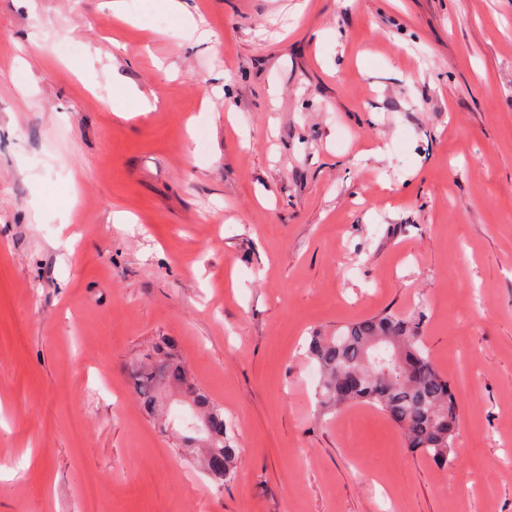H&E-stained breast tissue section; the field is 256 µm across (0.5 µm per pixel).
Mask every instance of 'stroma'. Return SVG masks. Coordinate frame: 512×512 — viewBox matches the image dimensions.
Returning <instances> with one entry per match:
<instances>
[{
    "label": "stroma",
    "instance_id": "stroma-1",
    "mask_svg": "<svg viewBox=\"0 0 512 512\" xmlns=\"http://www.w3.org/2000/svg\"><path fill=\"white\" fill-rule=\"evenodd\" d=\"M192 5L211 38L0 0V512H512V0ZM384 312L455 386L448 468L316 405L309 336ZM158 336L226 485L133 389ZM110 105L112 111L120 116H124L125 112H128L130 108L142 112L150 109L149 101L139 97L132 87L122 88L117 99L112 101ZM133 387L144 407L152 413L158 411L162 388L175 390L177 402L189 409L200 426L202 437L185 435L182 441L202 440L207 448L205 469L215 480L230 482L240 456V448L233 436L228 435L224 421V408L214 403L204 392L196 388L184 366L174 354V344L161 337L149 346L131 365Z\"/></svg>",
    "mask_w": 512,
    "mask_h": 512
}]
</instances>
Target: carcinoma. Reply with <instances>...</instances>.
Listing matches in <instances>:
<instances>
[{
  "mask_svg": "<svg viewBox=\"0 0 512 512\" xmlns=\"http://www.w3.org/2000/svg\"><path fill=\"white\" fill-rule=\"evenodd\" d=\"M308 357L319 371L318 403L328 412L352 403L382 411L398 428L407 447L423 453L435 465H449L458 425L443 430L437 417L456 414L455 389L433 364L419 324L394 314L347 323L332 336L314 334ZM133 387L144 407L158 411L162 388L179 395L178 403L197 420L207 451L205 469L224 484L234 476L240 448L228 435L224 408L196 388L174 354V344L161 337L131 365Z\"/></svg>",
  "mask_w": 512,
  "mask_h": 512,
  "instance_id": "1",
  "label": "carcinoma"
}]
</instances>
